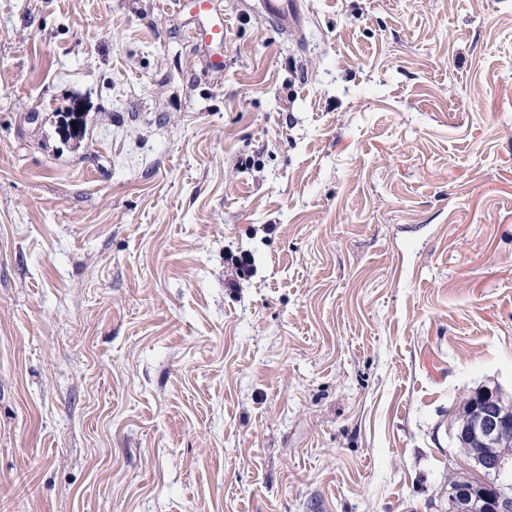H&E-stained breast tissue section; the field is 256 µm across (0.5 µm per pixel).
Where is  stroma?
<instances>
[{"instance_id": "obj_1", "label": "stroma", "mask_w": 512, "mask_h": 512, "mask_svg": "<svg viewBox=\"0 0 512 512\" xmlns=\"http://www.w3.org/2000/svg\"><path fill=\"white\" fill-rule=\"evenodd\" d=\"M212 12L0 0V512H443L512 400V0ZM261 4L267 18L280 30L289 34H298L295 20L300 13L299 0H262Z\"/></svg>"}]
</instances>
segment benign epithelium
<instances>
[{
    "label": "benign epithelium",
    "instance_id": "benign-epithelium-1",
    "mask_svg": "<svg viewBox=\"0 0 512 512\" xmlns=\"http://www.w3.org/2000/svg\"><path fill=\"white\" fill-rule=\"evenodd\" d=\"M473 416L457 432L459 443L472 448L475 465L494 478L489 491L473 494L467 482L448 490L446 512H512V460L493 447L497 437L512 428V406L489 389L479 391L468 407Z\"/></svg>",
    "mask_w": 512,
    "mask_h": 512
}]
</instances>
